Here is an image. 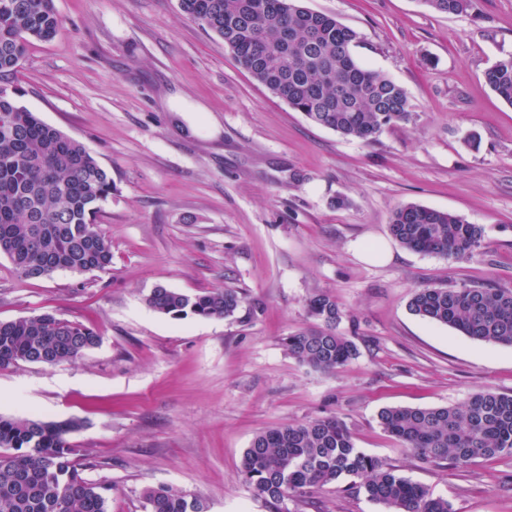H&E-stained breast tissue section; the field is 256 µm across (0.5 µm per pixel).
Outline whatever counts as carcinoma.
Wrapping results in <instances>:
<instances>
[{"instance_id":"1","label":"carcinoma","mask_w":512,"mask_h":512,"mask_svg":"<svg viewBox=\"0 0 512 512\" xmlns=\"http://www.w3.org/2000/svg\"><path fill=\"white\" fill-rule=\"evenodd\" d=\"M421 2L443 14L474 8V0ZM179 7L221 37L271 94L317 126L370 144L411 119L405 90L355 60L358 34L334 16L310 11L299 0H179ZM59 25L54 0H0V254L27 279L103 271L112 263L111 242L97 224L112 197V174L81 142L8 93L28 47L51 41ZM485 79L512 105V58L487 70ZM389 231L403 247L448 261L485 248L480 225L418 204L397 207ZM146 302L174 319L227 318L241 297L229 288L186 294L157 287ZM307 309L316 324L288 335L284 346L297 361L334 373L358 355L354 341L337 330L344 312L324 293L310 296ZM409 310L472 340L512 346V290L489 283L419 288ZM100 342L93 329L50 312L0 321V369L74 362ZM378 424L432 466L466 469L478 460L512 456V394L483 390L455 406L386 407ZM80 426L75 418L0 415V512H108L112 487L84 477L74 457L69 436ZM239 474L275 505L340 484L389 512H453L448 499L356 448L339 416L257 434ZM143 499L147 512H207L203 500L169 486L147 488Z\"/></svg>"}]
</instances>
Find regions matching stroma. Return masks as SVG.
Listing matches in <instances>:
<instances>
[{
  "label": "stroma",
  "mask_w": 512,
  "mask_h": 512,
  "mask_svg": "<svg viewBox=\"0 0 512 512\" xmlns=\"http://www.w3.org/2000/svg\"><path fill=\"white\" fill-rule=\"evenodd\" d=\"M360 36L355 60L407 93L412 118L378 141L312 124L257 82L178 0H54L55 39L32 45L16 100L112 173L98 217L109 270L18 276L0 255V320L46 311L101 337L79 360L0 370V415L81 420L85 475L109 512H145L167 485L209 512H274L239 476L259 432L338 415L365 453L448 499L454 512H512V458L466 470L423 464L377 423L388 406L440 407L484 388L512 394V347L413 315L416 289H512V105L484 73L512 58V0L448 15L421 0H301ZM477 147H469V135ZM346 197L337 207V197ZM419 204L481 225L486 254L449 261L393 241L394 209ZM389 243L372 263L358 241ZM231 288L233 317L174 319L146 297ZM330 294L358 357L327 375L283 340ZM286 512H385L329 487Z\"/></svg>",
  "instance_id": "obj_1"
}]
</instances>
